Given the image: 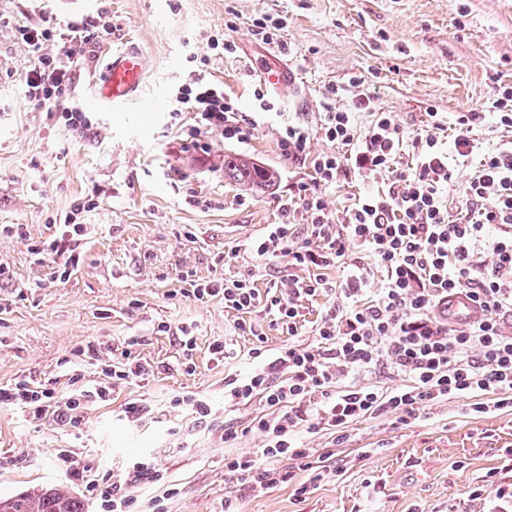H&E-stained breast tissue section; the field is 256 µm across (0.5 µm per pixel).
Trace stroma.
<instances>
[{
	"label": "stroma",
	"instance_id": "obj_1",
	"mask_svg": "<svg viewBox=\"0 0 512 512\" xmlns=\"http://www.w3.org/2000/svg\"><path fill=\"white\" fill-rule=\"evenodd\" d=\"M0 225H23L27 238L0 237V263L11 283L0 285L10 309L0 314V386L21 379L67 390L72 381H103L100 365L77 361L90 344L132 342V353L151 367L148 380L116 389L110 402L90 409L80 428L65 431L28 421L0 406V495L42 485H72L56 459L71 450L77 463L105 472L152 452L179 493L168 512H224V495L236 492L242 512H483L469 493L488 473L512 482V414L468 417L457 401L424 410L409 425L383 419L358 423L349 443L326 433L302 434L308 447L330 452L342 472L317 482L305 497L278 486L256 496L224 473L223 420L198 423L184 412L129 425L125 404H163L191 391L224 404L225 379L254 365L251 336L239 333L236 311L222 300L183 297L181 276H206L215 260L229 258L225 276H253L266 288L263 262L241 246L279 223L280 201L312 182L309 166L285 160L279 130L316 125L322 94L336 86V104H350L349 80L365 79L368 94L392 113L407 136L423 127L428 111L453 116L485 109L478 129L483 147L512 141L496 128L492 103L512 85V0H0ZM89 15L112 24L111 42L94 62L75 68L72 95L91 119L83 134L47 120L26 97L21 74L26 53L14 39L16 24L57 25ZM285 18L280 58L305 88L296 97L261 86L249 60L264 45L253 19ZM235 42L237 52L218 56L213 40ZM139 45L146 61L139 100L113 112L89 103L90 84L104 59L125 42ZM209 57L203 72L223 83L240 113L252 122L244 142L211 135L208 153L182 145L190 113L172 119V93L194 66L190 52ZM262 88L270 110L254 96ZM157 101L142 111L140 99ZM252 157L274 169L275 185L257 194L224 177L225 154ZM90 226L81 265L64 282L47 285V272L27 249L49 238L77 203ZM196 239L185 243V231ZM190 327L196 338L194 371L159 323ZM226 340L234 355L212 360L209 345ZM375 482L366 496V482Z\"/></svg>",
	"mask_w": 512,
	"mask_h": 512
}]
</instances>
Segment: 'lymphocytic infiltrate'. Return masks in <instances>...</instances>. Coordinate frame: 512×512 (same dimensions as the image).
I'll use <instances>...</instances> for the list:
<instances>
[{"label":"lymphocytic infiltrate","instance_id":"1","mask_svg":"<svg viewBox=\"0 0 512 512\" xmlns=\"http://www.w3.org/2000/svg\"><path fill=\"white\" fill-rule=\"evenodd\" d=\"M14 37L29 58L24 72L29 100L47 118L83 132L89 119L70 97L73 66L111 39V24L19 25ZM364 84L361 77L351 78L352 106L343 110L332 103L336 88H327L316 129L290 125L279 135L282 156L309 165L314 186L283 200L280 223L268 225L248 251L261 261L306 270V277H280L261 290L252 278H227L218 271L205 278L193 270L182 276L184 297L200 302L219 297L239 312L235 328L255 336L250 355L263 363L245 377L225 381L223 408L189 391L171 397L165 408L189 410L205 423L214 421L219 410L260 403V414L247 426L228 423L221 434L229 447L249 432L258 433V448L224 458L225 473L258 495L286 485L302 497L310 484L331 475V467L316 465V449L299 441L303 431L333 434L340 445L362 420L406 425L422 408L452 399L462 400L461 411L469 416L512 411V334L502 326L512 313V146L483 151L475 132L480 115L472 110L457 113L450 125L439 113H429L411 143H404L402 126L390 113L375 109ZM173 104L174 113H192L189 135L200 151L209 149L202 135L242 142L250 134L223 84L202 74H193L175 90ZM358 111L373 116L363 132L354 123ZM450 126L455 129L453 151L481 157L460 190L455 214L447 195L454 173L441 142ZM315 133L337 144V151L310 154ZM406 145L413 157L408 164L401 160ZM380 175L387 178L382 192L359 197L343 212L329 210L323 187L352 176ZM84 210L75 205L50 239L28 245L45 263L49 282L67 280L81 262L87 239V227L79 221ZM496 226L500 234L491 235ZM338 266L345 267V276L329 280L326 270ZM453 293L477 302L483 319L462 328L449 326L440 309ZM319 294L331 296L332 302L310 337L300 339L301 302ZM260 308L274 316L286 336L279 347L265 349L263 330L249 320ZM109 352L104 382L61 392L19 380L0 387V405L20 409L31 421L79 428L90 406L111 401L116 387L146 381L151 374L129 348L113 346ZM380 370L405 378V385L367 384L366 376ZM56 457L105 512H133L138 500L130 487L144 479L166 487L144 512H165V499L177 493L166 486L149 453L112 474L78 467L65 448Z\"/></svg>","mask_w":512,"mask_h":512}]
</instances>
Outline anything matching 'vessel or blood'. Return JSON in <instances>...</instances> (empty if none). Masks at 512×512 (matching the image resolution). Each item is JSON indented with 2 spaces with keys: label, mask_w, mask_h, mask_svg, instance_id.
I'll list each match as a JSON object with an SVG mask.
<instances>
[{
  "label": "vessel or blood",
  "mask_w": 512,
  "mask_h": 512,
  "mask_svg": "<svg viewBox=\"0 0 512 512\" xmlns=\"http://www.w3.org/2000/svg\"><path fill=\"white\" fill-rule=\"evenodd\" d=\"M256 73L272 88L289 93L297 92L299 82L294 70L285 63H256ZM145 78L142 54L134 48L109 55L98 79L91 83L89 100L93 105H105L121 110L139 91ZM482 317L481 309L466 295L456 294L448 299V320L455 325L469 324Z\"/></svg>",
  "instance_id": "b4317fda"
}]
</instances>
